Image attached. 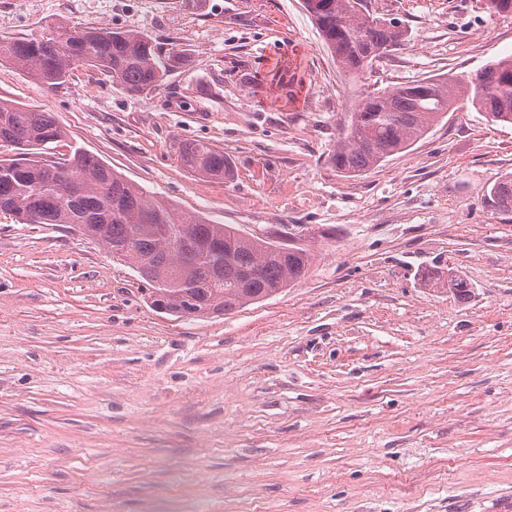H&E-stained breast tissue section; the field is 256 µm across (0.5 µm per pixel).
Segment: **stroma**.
Listing matches in <instances>:
<instances>
[{
	"label": "stroma",
	"mask_w": 512,
	"mask_h": 512,
	"mask_svg": "<svg viewBox=\"0 0 512 512\" xmlns=\"http://www.w3.org/2000/svg\"><path fill=\"white\" fill-rule=\"evenodd\" d=\"M407 40L345 77L302 0H0V40L134 27L184 61L150 94L88 67L0 97L177 213L310 251L305 279L176 318L103 244L0 212V512H512V125L473 107L362 176L327 160L367 93L512 53L484 0H365ZM223 151L206 179L181 141ZM459 271L467 300L425 286ZM177 156L182 166L193 174L216 180L228 179L231 176V169L223 151L206 142L179 143ZM488 202L501 215L512 213V173L500 176L487 190Z\"/></svg>",
	"instance_id": "35a3bbf8"
}]
</instances>
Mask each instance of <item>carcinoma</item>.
<instances>
[{
  "instance_id": "cac0c4a2",
  "label": "carcinoma",
  "mask_w": 512,
  "mask_h": 512,
  "mask_svg": "<svg viewBox=\"0 0 512 512\" xmlns=\"http://www.w3.org/2000/svg\"><path fill=\"white\" fill-rule=\"evenodd\" d=\"M361 2L304 0L324 46L353 79L363 78L373 59L405 37L396 23L363 13ZM6 44L0 61L50 89L64 84L80 64L119 81L133 95L159 89L169 71L155 45L136 29L63 27ZM460 101L471 103L489 122L512 124V55L467 76L425 78L367 94L328 159L346 175L368 172L425 137ZM65 137L51 113L0 98V144L17 150L13 159L0 158V211L26 224H80L130 265L152 262L150 304L161 302L178 318L229 313L293 287L308 272L306 249L279 251L273 242L241 234L230 224L179 215L162 201L146 200L141 187L91 153L76 148L60 161L42 155L48 144ZM177 156L193 174L216 180L231 176L224 152L206 142H182ZM487 199L497 213H512V173L488 188ZM423 277L459 299L471 296L469 282L452 269L436 266Z\"/></svg>"
}]
</instances>
